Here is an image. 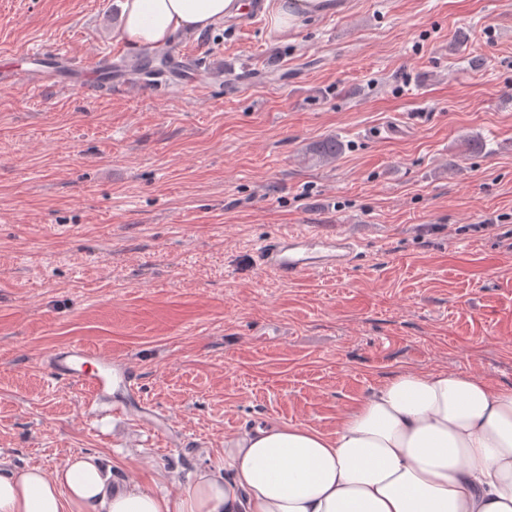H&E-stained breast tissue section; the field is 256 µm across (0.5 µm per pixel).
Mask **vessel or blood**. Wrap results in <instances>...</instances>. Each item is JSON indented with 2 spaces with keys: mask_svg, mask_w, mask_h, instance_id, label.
Wrapping results in <instances>:
<instances>
[{
  "mask_svg": "<svg viewBox=\"0 0 512 512\" xmlns=\"http://www.w3.org/2000/svg\"><path fill=\"white\" fill-rule=\"evenodd\" d=\"M69 70L70 85L98 89L99 66L73 63ZM356 257V246L349 238L338 239L313 232H291L270 238L256 253L262 268L287 280L298 279L313 269L342 270L352 265ZM45 363L51 378L88 388L99 406L113 410L124 407V398L137 380L132 370L112 364L111 360L82 344L52 350Z\"/></svg>",
  "mask_w": 512,
  "mask_h": 512,
  "instance_id": "1",
  "label": "vessel or blood"
}]
</instances>
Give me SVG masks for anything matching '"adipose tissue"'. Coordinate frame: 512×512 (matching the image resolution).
I'll return each mask as SVG.
<instances>
[{"label": "adipose tissue", "mask_w": 512, "mask_h": 512, "mask_svg": "<svg viewBox=\"0 0 512 512\" xmlns=\"http://www.w3.org/2000/svg\"><path fill=\"white\" fill-rule=\"evenodd\" d=\"M334 8L279 0L281 31ZM242 0H122L130 51L163 47L241 15ZM100 458L59 469L0 461V512H512V385L466 374L399 372L348 411L334 434L258 425L224 442V472L197 471L184 492L133 482L112 490Z\"/></svg>", "instance_id": "1"}]
</instances>
